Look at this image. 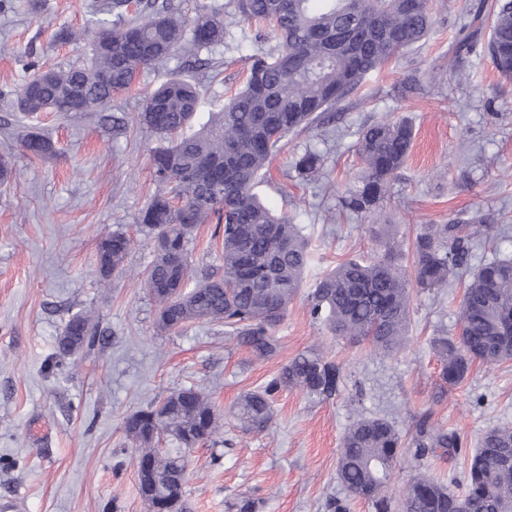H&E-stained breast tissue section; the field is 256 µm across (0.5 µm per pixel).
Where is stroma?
Masks as SVG:
<instances>
[{
	"label": "stroma",
	"instance_id": "obj_1",
	"mask_svg": "<svg viewBox=\"0 0 512 512\" xmlns=\"http://www.w3.org/2000/svg\"><path fill=\"white\" fill-rule=\"evenodd\" d=\"M102 2L0 0V155H10L13 165L10 182L0 185V501H13L18 512H148L124 423L147 403L190 386L211 392L224 435L186 453L187 512H234L242 495L262 500L260 512H330V501L349 499L337 476V449L360 414L388 418L406 437L422 413L456 431L464 441L460 455L403 459L389 489L397 491L420 465L462 493L484 432L512 424V361L474 364L461 384L438 393L441 365L431 340L458 335L466 277L414 290L407 345L395 356L331 335L311 318L308 296L320 273L376 255L387 224L409 243L426 225L482 213L497 233L473 248L471 266L512 255V78L488 56L467 52L459 32L461 17L481 0H431L430 37L369 73L329 124L289 135L256 185L260 200L288 214L312 243L303 287L275 330L278 351L263 361L220 323L161 331L145 288L124 276L101 287L96 268L100 239L115 232L133 241L127 269L144 272L153 260L137 217L169 187L155 181L149 164L158 137L137 121L146 94L185 71L199 89L203 121L245 79L252 46L230 0H173L184 14L202 3L221 8L224 42L211 52L223 65L221 76L176 57L141 74L101 114L28 118L13 108V90L30 76L28 62L85 61L86 45L60 33L81 29ZM387 116L407 119L415 137L373 218L346 210L343 198L364 171L356 153L362 127ZM31 124L55 143L54 156L21 147L19 135ZM309 150L321 166L304 176L294 162ZM190 253L195 268L221 270L223 238L215 223L197 227ZM84 310L97 316L100 340L57 368V338ZM314 348L341 368L336 394L279 391L271 426L241 432L230 415L240 395ZM349 501L350 512H374L365 501Z\"/></svg>",
	"mask_w": 512,
	"mask_h": 512
}]
</instances>
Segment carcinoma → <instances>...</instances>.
<instances>
[{
	"mask_svg": "<svg viewBox=\"0 0 512 512\" xmlns=\"http://www.w3.org/2000/svg\"><path fill=\"white\" fill-rule=\"evenodd\" d=\"M240 21L255 26L256 45L241 90L208 121L189 133L200 102L195 85L171 78L146 97L140 124L159 135L151 149L155 179L172 186L174 197L154 196L138 223L153 241L154 258L137 275L157 305V324L177 333L194 322L221 323L253 357L265 360L278 349L275 328L303 286L309 241L299 225L278 215L253 192L288 134L310 129L354 94L366 75L424 40L432 27L430 0H234ZM488 42L481 49L500 74L512 77V0H495ZM276 45H262L268 35ZM224 17L207 5L194 15L178 14L157 0H112L69 38L89 45V62L38 70L15 93L19 111L96 112L112 95L130 88L157 62L176 56L199 58L224 43ZM413 128L404 118H382L359 133L357 152L365 173L345 198L346 206L373 214L389 180L405 163ZM25 151L48 157L54 144L36 129L23 135ZM223 225L224 273L196 271L189 242L209 220ZM494 231L475 216L468 224H434L412 244V266L400 261L404 243L384 242L370 260L350 259L321 275L311 294L310 315L334 336L369 341L384 354L406 342L414 284L422 290L448 286L469 266L473 243ZM132 240L115 232L98 244L99 282L125 272ZM460 335L438 336L432 348L449 386L468 376L476 362L495 366L512 360V256L494 258L472 271L459 305ZM97 323L77 313L63 326L56 346L59 365L95 345ZM341 368L313 350L286 364L264 386L241 395L233 417L243 432H261L272 421V398L280 390L309 396L336 394ZM137 444L135 467L149 512H186L185 455L155 447L162 433L184 448L207 443L223 424L209 394L197 387L175 391L125 420ZM462 440L455 431L419 416L412 438L403 439L392 422L361 416L341 438L339 480L353 498L374 512H512V425L486 430L465 480L455 495L434 476L417 472L396 498L388 484L397 463L411 453L421 459L437 451L453 458Z\"/></svg>",
	"mask_w": 512,
	"mask_h": 512,
	"instance_id": "cac0c4a2",
	"label": "carcinoma"
}]
</instances>
